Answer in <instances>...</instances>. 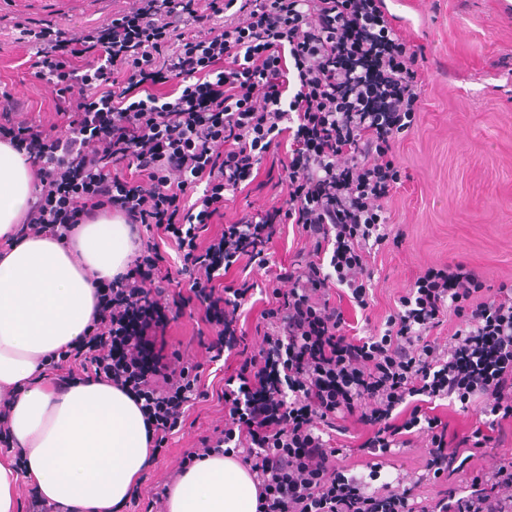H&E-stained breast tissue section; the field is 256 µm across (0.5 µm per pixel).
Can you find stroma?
<instances>
[{
  "mask_svg": "<svg viewBox=\"0 0 512 512\" xmlns=\"http://www.w3.org/2000/svg\"><path fill=\"white\" fill-rule=\"evenodd\" d=\"M122 6L123 0H0V91L54 122L56 90L30 69L33 49L21 28L51 21L78 33ZM389 8L404 38L424 47L426 60L415 125L394 147L402 179L385 204L402 241L371 260L368 313L345 310L360 334L383 327L430 266L460 263L491 288L512 286V0H391ZM285 196L278 169L263 160L254 182L225 201L207 233ZM234 365L231 359L206 364L207 397L156 454L124 512H143L154 482L176 470L184 452L223 416L224 378Z\"/></svg>",
  "mask_w": 512,
  "mask_h": 512,
  "instance_id": "obj_1",
  "label": "stroma"
}]
</instances>
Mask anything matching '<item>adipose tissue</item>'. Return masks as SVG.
I'll return each mask as SVG.
<instances>
[{"mask_svg": "<svg viewBox=\"0 0 512 512\" xmlns=\"http://www.w3.org/2000/svg\"><path fill=\"white\" fill-rule=\"evenodd\" d=\"M33 182L23 154L0 142V240L17 231ZM133 249L130 226L102 215L79 225L69 246L28 236L0 255V395L12 397L17 446L0 454V512H18L23 482L62 512H123L152 466V438L133 397L92 377L57 380L41 365L86 329L93 279L124 272ZM257 498L248 468L214 454L178 478L168 512H257Z\"/></svg>", "mask_w": 512, "mask_h": 512, "instance_id": "1", "label": "adipose tissue"}]
</instances>
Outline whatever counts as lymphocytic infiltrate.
Masks as SVG:
<instances>
[{
    "label": "lymphocytic infiltrate",
    "instance_id": "obj_1",
    "mask_svg": "<svg viewBox=\"0 0 512 512\" xmlns=\"http://www.w3.org/2000/svg\"><path fill=\"white\" fill-rule=\"evenodd\" d=\"M190 21L211 23L209 37L182 33ZM22 35L58 104L47 126L0 93V142L35 174L21 233L63 240L101 215L148 231L125 272L96 282L91 323L46 371L134 394L164 448L205 394L200 362L165 336L176 318L168 290L184 275L180 303L203 313L208 361L227 354L235 366L223 419L181 469L234 453L257 482L258 512H512V460L452 481L460 449L502 447L512 422V289L486 296L464 265L430 267L366 336L350 333L339 304L369 306V260L390 239L384 204L401 178L394 146L419 109L423 51L389 22L384 0H125L79 37L54 23ZM172 81L177 97L155 93ZM267 156L286 199L201 240ZM288 224L307 257L275 272L250 345L241 317L255 285L224 277L244 260L267 268ZM418 396L475 408L479 420L449 432ZM351 424L362 430L355 452L372 459L425 434L423 471L371 487L377 469L340 462L333 436ZM427 482L437 493L419 497Z\"/></svg>",
    "mask_w": 512,
    "mask_h": 512
}]
</instances>
